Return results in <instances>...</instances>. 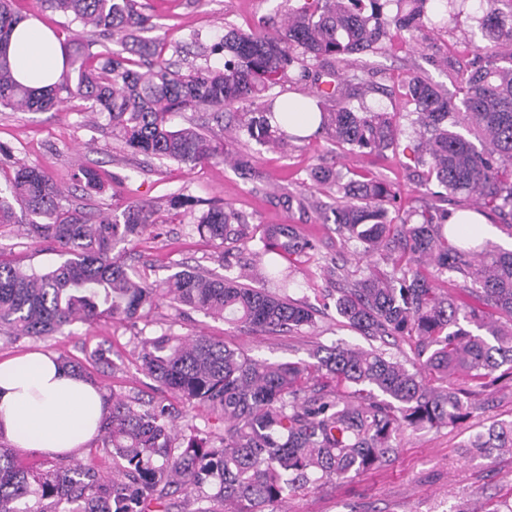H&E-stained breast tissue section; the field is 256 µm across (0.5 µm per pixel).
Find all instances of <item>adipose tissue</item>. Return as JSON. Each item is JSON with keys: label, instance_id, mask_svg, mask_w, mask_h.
Listing matches in <instances>:
<instances>
[{"label": "adipose tissue", "instance_id": "adipose-tissue-1", "mask_svg": "<svg viewBox=\"0 0 512 512\" xmlns=\"http://www.w3.org/2000/svg\"><path fill=\"white\" fill-rule=\"evenodd\" d=\"M14 76L46 89L63 68L60 43L41 21H18L8 45ZM105 410L102 392L89 381L32 351L0 361V437L23 451L68 456L96 438Z\"/></svg>", "mask_w": 512, "mask_h": 512}]
</instances>
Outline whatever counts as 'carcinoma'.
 Segmentation results:
<instances>
[{"label": "carcinoma", "mask_w": 512, "mask_h": 512, "mask_svg": "<svg viewBox=\"0 0 512 512\" xmlns=\"http://www.w3.org/2000/svg\"><path fill=\"white\" fill-rule=\"evenodd\" d=\"M502 2L479 0L473 11L488 44L456 73L454 92L425 73L408 77L404 130L386 109L367 104L380 89L378 71L356 56L379 53L393 32L417 43L433 20L444 26L458 18L468 0H286L270 28H224L215 46L223 65L185 72L140 36L150 19L137 0H43L123 47L93 58L80 38L68 41L59 79L43 91L14 77L6 45L18 16L12 0H0V109L49 112L79 99L88 112L108 115L112 135L133 154L219 160L256 178L250 155L192 125L173 130L169 116L209 112L222 127L229 114L237 138L263 147L305 141L288 131L290 107L280 96L285 85L308 80L315 91L305 107L319 112L314 135L342 151L386 152L409 131L421 145L418 186L431 197L393 213L397 190L384 178L319 164L309 184L273 191L278 206H311L323 223L337 224L343 242L362 248L365 266L330 262L325 276L336 285L331 299L343 323L380 346L321 345L309 361L269 362L210 336L143 337L142 370L188 410L207 413V437L177 438L163 401L114 394L100 427L112 477L60 460L29 470L0 446V512H171L177 493L198 505L184 512H212L201 503L214 500L227 512H278L293 493L387 465L406 431L464 420L475 391L455 378L483 389L512 380V251L459 236L447 207L464 197L474 212L496 214L512 229V8L503 11ZM125 51L149 58L147 69L133 68ZM73 179L103 188L90 167ZM313 191L334 203L314 202ZM156 215L149 202H129L103 218L67 207L43 170L14 169L0 188V224L27 225L28 237L52 246L59 261L40 272L0 262V335L54 336L102 317L131 322L161 295L256 333L315 326L317 309L288 295L292 270L278 261L317 250L294 227L269 224L257 234L243 213L211 205L198 216V231L233 248L258 240L264 270L232 277L185 270L160 288L130 272L116 252L157 223ZM449 274L483 298L493 317L443 292L438 283ZM392 341L409 342L414 357L389 352ZM466 448L482 459L512 449V420L476 433Z\"/></svg>", "instance_id": "cac0c4a2"}]
</instances>
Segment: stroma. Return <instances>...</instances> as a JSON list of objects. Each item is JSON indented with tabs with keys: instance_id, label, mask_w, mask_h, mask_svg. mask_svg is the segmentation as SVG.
<instances>
[{
	"instance_id": "1",
	"label": "stroma",
	"mask_w": 512,
	"mask_h": 512,
	"mask_svg": "<svg viewBox=\"0 0 512 512\" xmlns=\"http://www.w3.org/2000/svg\"><path fill=\"white\" fill-rule=\"evenodd\" d=\"M154 24L152 31L165 58L181 67L219 66L222 56L209 47L223 34L224 23L248 29L275 16L282 0H141ZM18 16L35 15L52 28L61 41L73 36L97 54L109 48L107 40L91 36L63 15L43 8L40 0H14ZM483 39L468 16H460L448 27L428 33L421 44L396 36L369 62L381 69L388 94L369 96L368 104L401 112L402 83L409 72L422 68L440 84H448L450 72L465 67L476 45ZM446 57L447 69L430 67L432 57ZM11 147L13 159L44 169L68 195L74 206L96 213H110L114 205L132 200L159 204L160 221L143 236L126 244L123 256L134 271L149 280L161 281L182 270L222 271L224 249L199 233L191 216L176 213L167 201L183 194L207 203H222L247 215L250 224H291L318 247L313 255L301 256L289 290L293 298L320 308L313 329L300 334H257L200 312L185 313L169 299H159L146 317L136 323L100 319L76 324L70 333L46 339L0 340V360L39 349L52 356L68 355L86 363V374L104 395L139 394L147 400H165L178 413V427H185L183 405L158 387L137 361L139 340L164 332L176 336L204 334L223 337L226 344L249 350L257 359L298 361L307 359L318 345L345 341L366 346L367 341L344 326L335 308L325 307L329 288L320 266L327 259L354 262L355 248H342L336 227L322 223L316 212L287 211L275 205L263 191L220 161L196 165L159 161L131 154L113 138L107 115L90 121L82 101L65 103L50 112H0V143ZM257 169L266 182L295 185L317 164L341 171L364 170L381 175L399 191L402 208L418 206L419 193L413 178V142L402 137L396 154H349L324 138L267 150L249 145ZM99 170L105 182L100 192L76 187L73 174L78 166ZM0 259L24 267L42 269L56 257L28 238L22 224H0ZM109 349L115 370L89 366V355L97 348ZM512 419V382L480 392L471 415L453 427L405 432L394 463L346 482L329 483L289 496L285 512H495L512 502V453L492 460L469 458L462 447L477 431L493 421Z\"/></svg>"
}]
</instances>
